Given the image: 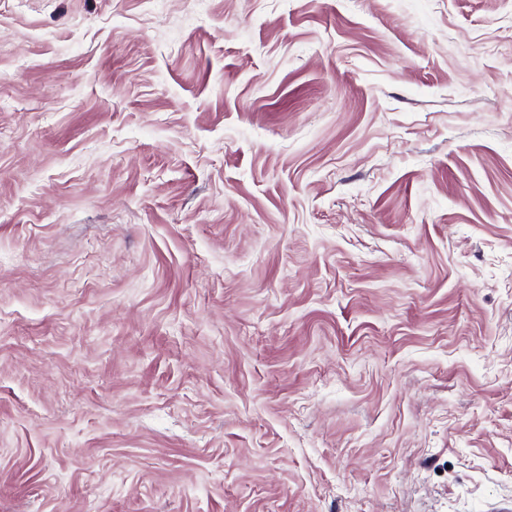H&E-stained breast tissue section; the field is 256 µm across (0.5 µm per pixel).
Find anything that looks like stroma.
Wrapping results in <instances>:
<instances>
[{
	"label": "stroma",
	"instance_id": "35a3bbf8",
	"mask_svg": "<svg viewBox=\"0 0 512 512\" xmlns=\"http://www.w3.org/2000/svg\"><path fill=\"white\" fill-rule=\"evenodd\" d=\"M512 504V0H0V512Z\"/></svg>",
	"mask_w": 512,
	"mask_h": 512
}]
</instances>
